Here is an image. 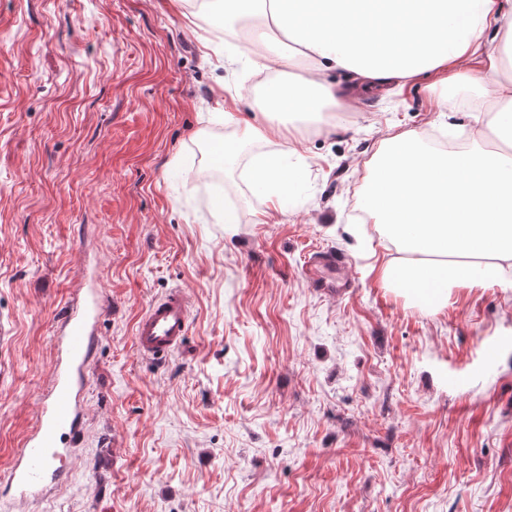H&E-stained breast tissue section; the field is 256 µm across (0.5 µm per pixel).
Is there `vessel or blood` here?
<instances>
[{
  "label": "vessel or blood",
  "mask_w": 512,
  "mask_h": 512,
  "mask_svg": "<svg viewBox=\"0 0 512 512\" xmlns=\"http://www.w3.org/2000/svg\"><path fill=\"white\" fill-rule=\"evenodd\" d=\"M343 256L326 252L309 262L314 287L333 290L321 269H339ZM105 307L99 289H85L82 299L67 304L56 321L53 340L57 356L49 369V383L39 397L37 425L15 454L8 483L14 498L27 501L60 484L70 471L73 450L81 442L85 422V377L98 324ZM190 327V300L180 289L151 302L136 320L133 336L142 356L163 361L184 345Z\"/></svg>",
  "instance_id": "vessel-or-blood-1"
}]
</instances>
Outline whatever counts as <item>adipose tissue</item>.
<instances>
[{
	"instance_id": "ef3b65f1",
	"label": "adipose tissue",
	"mask_w": 512,
	"mask_h": 512,
	"mask_svg": "<svg viewBox=\"0 0 512 512\" xmlns=\"http://www.w3.org/2000/svg\"><path fill=\"white\" fill-rule=\"evenodd\" d=\"M259 18L260 41L278 45L257 67L277 71L309 60L308 77L267 82L258 109L268 124H245L213 144L214 163L277 135L293 146L296 126L271 124L286 113L348 112L363 88L406 87L428 78L489 86L498 105L480 122L469 150L431 152L413 130L389 127L369 161L363 205L395 254L380 269L386 286L413 306L434 310L454 287L512 289V12L501 0H224L212 28L229 16ZM495 30L497 42L485 39ZM352 73L340 88L320 80L321 65Z\"/></svg>"
}]
</instances>
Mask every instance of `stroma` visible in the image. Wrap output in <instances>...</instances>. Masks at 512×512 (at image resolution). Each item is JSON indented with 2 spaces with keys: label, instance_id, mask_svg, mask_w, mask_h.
Here are the masks:
<instances>
[{
  "label": "stroma",
  "instance_id": "35a3bbf8",
  "mask_svg": "<svg viewBox=\"0 0 512 512\" xmlns=\"http://www.w3.org/2000/svg\"><path fill=\"white\" fill-rule=\"evenodd\" d=\"M199 18L191 0H0V473L87 261L108 299L68 478L0 512H512V292L406 307L356 213L390 124L455 135L494 100L425 81L301 117L283 164L303 191L272 214L251 169L280 141L223 186L198 177L201 143L234 133L214 113L232 99L251 119L268 80L244 22ZM320 251L345 257L348 291L311 287ZM172 288L190 334L157 364L132 329Z\"/></svg>",
  "mask_w": 512,
  "mask_h": 512
}]
</instances>
